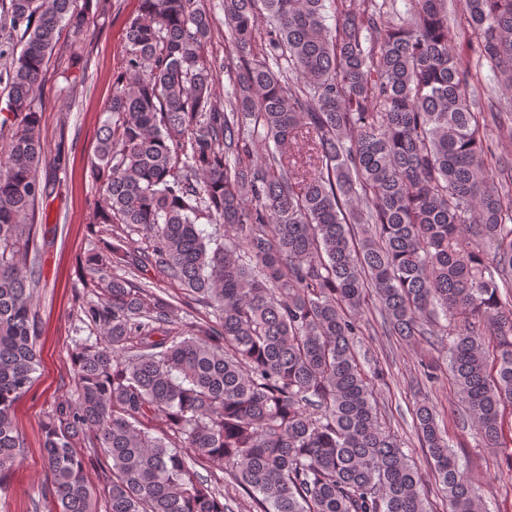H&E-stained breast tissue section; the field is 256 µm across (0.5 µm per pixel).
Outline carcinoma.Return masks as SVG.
<instances>
[{
	"instance_id": "1",
	"label": "carcinoma",
	"mask_w": 512,
	"mask_h": 512,
	"mask_svg": "<svg viewBox=\"0 0 512 512\" xmlns=\"http://www.w3.org/2000/svg\"><path fill=\"white\" fill-rule=\"evenodd\" d=\"M75 3L0 0L22 44L0 160V474L25 452L13 410L40 366L34 101L61 28L87 32ZM363 3L223 0L221 57L204 0H140L90 177L93 223L141 242L112 249L111 273L89 259L77 320L97 334L74 337V392L44 423L56 512H233L201 461L257 512H431L383 422L385 373L357 356L368 296L384 335L445 356L458 422L507 447L512 168L489 144L503 113L475 111L471 87L485 65L512 94V0H461L474 64L453 48L448 0H407L396 23L388 0ZM147 267L205 316L178 321L179 297L136 279ZM414 429L446 512H483L427 397ZM195 469L201 478L208 481L211 479L214 482V477L220 478L219 486L224 490V496L233 504L235 512H256L252 500L230 476L224 473V470L206 462L196 464Z\"/></svg>"
}]
</instances>
